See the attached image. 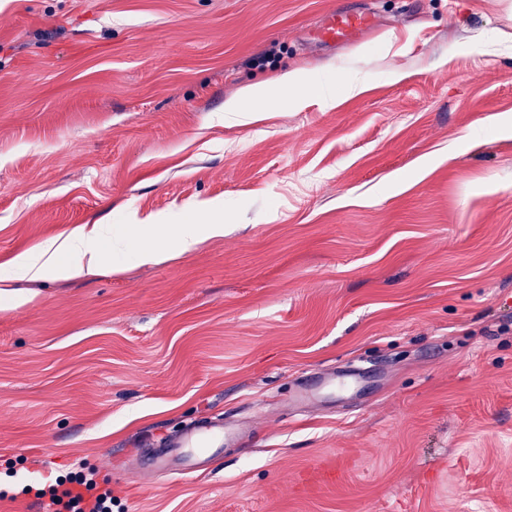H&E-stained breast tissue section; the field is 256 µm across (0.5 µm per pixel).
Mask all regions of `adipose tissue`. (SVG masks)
<instances>
[{"instance_id": "1", "label": "adipose tissue", "mask_w": 512, "mask_h": 512, "mask_svg": "<svg viewBox=\"0 0 512 512\" xmlns=\"http://www.w3.org/2000/svg\"><path fill=\"white\" fill-rule=\"evenodd\" d=\"M130 233L143 241L135 257L145 264L156 262L165 252L185 254L205 241L223 237L224 227L218 223L165 226L143 221L131 225ZM124 246V241L113 239L108 225L80 224L66 235L14 255L4 275L32 282L95 276L108 267L113 252Z\"/></svg>"}]
</instances>
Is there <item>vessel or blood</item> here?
<instances>
[{
  "instance_id": "b4317fda",
  "label": "vessel or blood",
  "mask_w": 512,
  "mask_h": 512,
  "mask_svg": "<svg viewBox=\"0 0 512 512\" xmlns=\"http://www.w3.org/2000/svg\"><path fill=\"white\" fill-rule=\"evenodd\" d=\"M379 28L367 14L332 11L307 34L312 43L348 46L376 35ZM239 431L231 425L210 429L197 424L186 427L180 436L166 444L155 455L142 459L141 465L175 473H193L208 469L225 445L237 440Z\"/></svg>"
}]
</instances>
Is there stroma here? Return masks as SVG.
Segmentation results:
<instances>
[{
	"mask_svg": "<svg viewBox=\"0 0 512 512\" xmlns=\"http://www.w3.org/2000/svg\"><path fill=\"white\" fill-rule=\"evenodd\" d=\"M336 9L385 26L305 45ZM290 69L304 105L225 111ZM202 209L197 250L0 297V512L82 466L115 512H512V0H0V264ZM204 418L252 435L133 465Z\"/></svg>",
	"mask_w": 512,
	"mask_h": 512,
	"instance_id": "35a3bbf8",
	"label": "stroma"
}]
</instances>
